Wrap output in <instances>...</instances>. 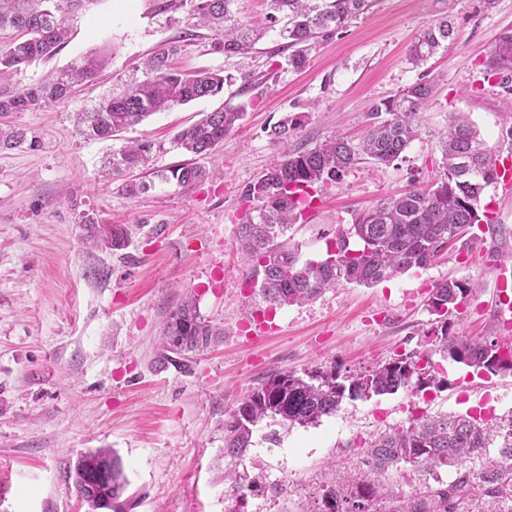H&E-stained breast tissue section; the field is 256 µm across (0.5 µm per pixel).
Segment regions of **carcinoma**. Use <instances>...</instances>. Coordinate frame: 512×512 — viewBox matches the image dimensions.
I'll return each mask as SVG.
<instances>
[{
  "instance_id": "1",
  "label": "carcinoma",
  "mask_w": 512,
  "mask_h": 512,
  "mask_svg": "<svg viewBox=\"0 0 512 512\" xmlns=\"http://www.w3.org/2000/svg\"><path fill=\"white\" fill-rule=\"evenodd\" d=\"M98 0H0V114L26 112L63 104L74 86L94 80L104 57L93 52L80 63L56 75L22 87L11 78L32 61L54 55L68 38L75 13ZM272 13L259 24L242 21L239 0H190L192 17L199 26L216 33L214 49L225 56L246 55L255 49L278 18L285 19L278 36L289 51L288 65L304 67L310 52L321 41L346 28L351 21L370 11L375 0H269ZM454 27L448 19L425 28L412 44L407 60L423 66L438 49L453 40ZM182 50L176 41L161 44L143 63V78L122 84L119 92L106 95L90 110L79 112V128L96 139L112 140L148 116L192 101L224 94V86L235 77L222 70H178L172 58ZM493 69L512 71V33L501 35L492 50ZM432 82L422 79L399 97L370 106L369 123L363 140L353 144L334 136L319 144L293 147L301 123L284 115L267 128L269 140L281 149V160L266 169L245 190L256 202L254 215L239 225L236 247L251 267L250 279L265 302L275 308L312 301L325 290L344 284L372 286L413 267H425L464 238L463 231L486 217L482 199L495 184L496 153L480 131L459 112L438 132L442 170L426 189H409L385 198L356 215L352 224L336 225L327 242L328 258L303 260L298 243L288 229L302 217L297 192L334 182L363 157L377 165L389 166L418 136L420 110L433 94ZM246 104L224 106L207 113L175 137L178 148L195 157H211L243 119ZM27 140L23 130H0V149L16 148ZM153 143L133 141L112 152L109 174H124L146 167ZM208 176L206 168L185 162L150 173L144 180H129L122 189L129 196L145 194L156 183L174 182L189 190ZM88 238L114 251L125 249L129 233L121 224H98L90 216L83 220ZM357 246H351V240ZM474 295L471 284L462 279L445 280L433 288L429 312L439 317L428 331L439 353L456 363L492 375L512 374V348L479 336L450 333L448 316ZM214 336L199 312L197 302L186 300L169 315L161 339L157 363L164 367L182 356L206 348ZM445 382L436 376L431 361L415 354L379 363L356 375H342L329 369L285 370L264 384L246 391L224 419V455L239 457L252 446L254 429L261 423L280 427L318 424L338 411L342 402L369 400L398 390L421 392L440 388ZM487 448H497L506 463L493 472L476 475L497 496L499 482L512 474V420L491 423L472 415L421 416L407 428L397 427L374 438L367 455L372 470L384 472L410 465L427 472L458 467ZM110 461L109 479L98 485V493L109 512H127L123 498L128 485L120 462L107 449L83 456L90 464ZM471 482L463 473L450 486L420 496H395L374 480L358 482L342 477L338 490L328 500L329 512H370L376 501L387 500L386 512H450V499L463 493Z\"/></svg>"
}]
</instances>
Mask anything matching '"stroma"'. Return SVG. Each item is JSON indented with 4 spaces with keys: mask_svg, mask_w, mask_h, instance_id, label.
I'll return each mask as SVG.
<instances>
[{
    "mask_svg": "<svg viewBox=\"0 0 512 512\" xmlns=\"http://www.w3.org/2000/svg\"><path fill=\"white\" fill-rule=\"evenodd\" d=\"M155 0H98L73 21V34L55 55L27 66L24 85L54 75L101 49L106 63L63 105L0 116V127L35 134L37 146L0 149V512H87L69 466L84 453L112 449L129 481L128 512H323L322 499L339 477L367 479V448L378 434L408 426L411 409L428 415H512V374L488 375L432 355L447 385L398 391L370 400H344L315 426L259 425L239 458L224 454V420L241 393L277 372L310 367L356 374L400 354L431 353L434 321L427 301L449 278L478 291L453 316V331L512 344L499 333L487 304L492 264L512 259L501 249L512 237V190L488 188L492 221L475 226L467 245L433 264L399 273L373 287L346 284L318 299L282 307L275 327L260 332L253 317L267 305L235 250L239 224L254 204L246 186L281 158L265 129L284 114L301 123L296 145L338 133L360 141L373 103L426 78L435 92L422 111L419 137L402 160L377 167L362 162L318 192L310 218L289 231L305 259L326 255L321 234L379 200L433 184L441 166L435 131L456 112L469 113L498 160L512 169V72L491 70L500 35L512 33V0H377L370 12L313 51L297 71L269 34L253 53L214 52L209 31L175 56L176 66L210 68L243 78L256 75L243 100V120L216 158L202 159L209 175L193 189L159 184L130 197L103 165L125 143L149 137L147 171L190 161L175 134L222 107L223 95L151 115L113 140L76 127L75 114L135 76L161 43L178 39L189 5L175 23L155 13ZM450 17L455 39L420 68L407 61L419 33ZM125 225L126 249L92 247L84 216ZM220 334L182 365L155 364L159 337L185 296ZM498 449L471 456L461 468L432 477L405 466L380 473L394 495L424 494L458 472L493 469ZM262 475L247 490L225 481ZM453 512H512V480L498 497L482 483L452 500Z\"/></svg>",
    "mask_w": 512,
    "mask_h": 512,
    "instance_id": "stroma-1",
    "label": "stroma"
}]
</instances>
